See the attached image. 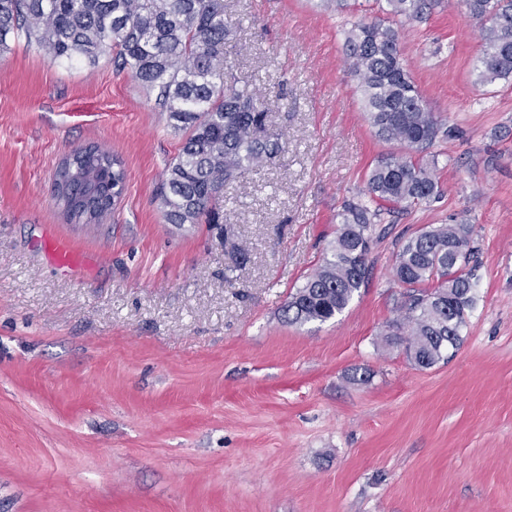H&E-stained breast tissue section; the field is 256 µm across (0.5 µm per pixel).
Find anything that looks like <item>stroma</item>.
<instances>
[{
  "instance_id": "obj_1",
  "label": "stroma",
  "mask_w": 512,
  "mask_h": 512,
  "mask_svg": "<svg viewBox=\"0 0 512 512\" xmlns=\"http://www.w3.org/2000/svg\"><path fill=\"white\" fill-rule=\"evenodd\" d=\"M380 19L428 109L440 196L383 215L369 275L324 323L282 309L322 262L345 204L397 145L377 139L344 30ZM228 65L287 150L224 191L215 224L165 223L182 146L112 56L0 55V512H512V80L478 82L461 0L423 17L379 0H224ZM96 144L126 189L99 224L52 199L62 158ZM474 227L476 305L460 349L420 368L386 344L404 240ZM247 260L234 265L225 229ZM85 264L56 269L46 234Z\"/></svg>"
}]
</instances>
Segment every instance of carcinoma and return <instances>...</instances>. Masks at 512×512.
I'll return each instance as SVG.
<instances>
[{
    "label": "carcinoma",
    "instance_id": "carcinoma-1",
    "mask_svg": "<svg viewBox=\"0 0 512 512\" xmlns=\"http://www.w3.org/2000/svg\"><path fill=\"white\" fill-rule=\"evenodd\" d=\"M481 25L477 70L483 83L512 77V0H463ZM390 13L419 18L427 0H386ZM345 50L365 101L375 136L404 149L370 170L366 191L377 208L350 205L329 255L294 292L282 310L289 325L326 322L340 315L368 275L370 243L381 207L408 210L439 196L434 161L424 152L441 129L403 63L397 30L359 19L344 31ZM228 29L224 0H0V55L10 42L36 43L54 59L96 64L115 59L142 86L157 92L170 126L184 134L179 154L160 187L166 223L199 224L220 208L224 187L284 151L282 134L267 110L224 57ZM80 174L58 171L53 193L68 199L93 193L110 213L112 181L126 188V173L109 151L86 145L71 151ZM471 224H440L408 238L396 254L393 277L406 288L404 315L392 341L430 368L463 342L476 287Z\"/></svg>",
    "mask_w": 512,
    "mask_h": 512
}]
</instances>
